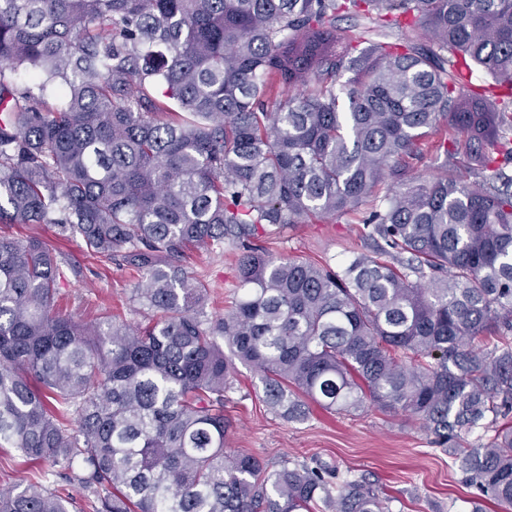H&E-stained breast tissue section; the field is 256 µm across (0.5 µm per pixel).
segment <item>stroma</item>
Instances as JSON below:
<instances>
[{
  "label": "stroma",
  "instance_id": "obj_1",
  "mask_svg": "<svg viewBox=\"0 0 512 512\" xmlns=\"http://www.w3.org/2000/svg\"><path fill=\"white\" fill-rule=\"evenodd\" d=\"M0 234L25 240L37 235L70 267L59 282V308L82 323H94L102 310L117 321L143 322L142 307L131 299L137 273L90 258L80 239L54 224H0ZM272 253L340 267L358 253L373 252L359 221L268 227L263 241ZM236 255L231 243L194 251L186 266L208 287L207 311L220 316L237 294ZM224 414L231 426L226 450L256 455L270 466L282 459L322 462L341 478H366L403 502L401 512H472L477 489L466 485L457 463L434 444L421 425L368 406L352 414L310 406L304 420L289 421L263 401L258 376L239 367L227 393Z\"/></svg>",
  "mask_w": 512,
  "mask_h": 512
}]
</instances>
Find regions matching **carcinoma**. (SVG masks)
I'll return each mask as SVG.
<instances>
[{"label":"carcinoma","instance_id":"obj_1","mask_svg":"<svg viewBox=\"0 0 512 512\" xmlns=\"http://www.w3.org/2000/svg\"><path fill=\"white\" fill-rule=\"evenodd\" d=\"M511 163L512 0H0V224L62 225L152 312L61 314L63 259L0 235V447L50 466L0 512H70L76 485L88 512H393L227 453L238 363L289 420L419 422L511 508ZM367 204L385 246L336 271L260 241ZM226 240L240 295L210 319L183 261Z\"/></svg>","mask_w":512,"mask_h":512}]
</instances>
